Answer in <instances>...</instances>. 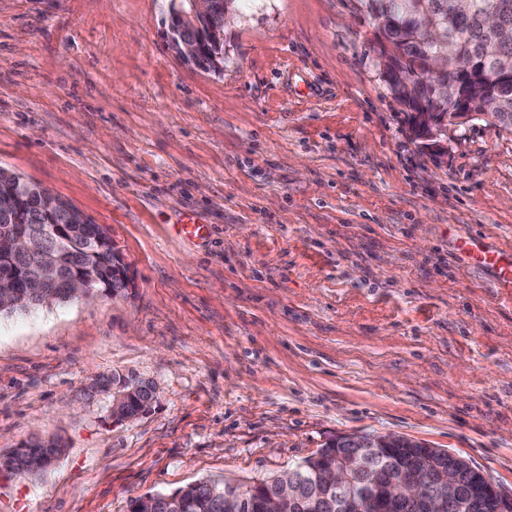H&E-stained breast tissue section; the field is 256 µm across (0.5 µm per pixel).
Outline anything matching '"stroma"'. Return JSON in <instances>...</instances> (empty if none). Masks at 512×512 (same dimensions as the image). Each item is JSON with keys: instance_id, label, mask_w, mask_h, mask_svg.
Masks as SVG:
<instances>
[{"instance_id": "stroma-1", "label": "stroma", "mask_w": 512, "mask_h": 512, "mask_svg": "<svg viewBox=\"0 0 512 512\" xmlns=\"http://www.w3.org/2000/svg\"><path fill=\"white\" fill-rule=\"evenodd\" d=\"M356 0H238L224 69L179 60L169 0H0V167L106 228L120 296L0 315V512H128L253 484L336 435L393 434L512 496V129L415 138ZM210 228L177 233L183 214ZM119 371L157 401L122 425ZM464 252L469 259L495 268L500 288H512V252H490L476 240H470ZM60 452L59 444L52 439L46 442H25L7 457H0V471L14 474L38 473L46 470Z\"/></svg>"}]
</instances>
